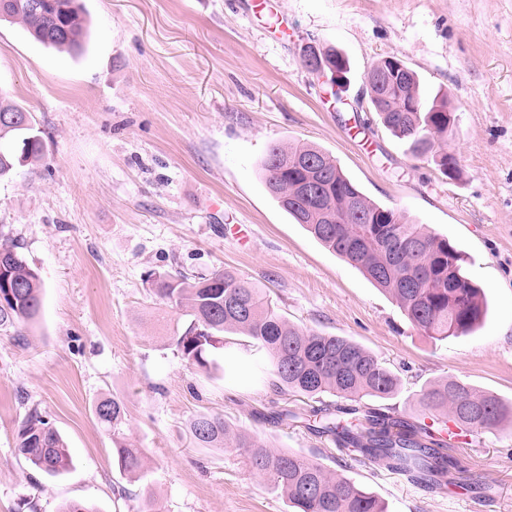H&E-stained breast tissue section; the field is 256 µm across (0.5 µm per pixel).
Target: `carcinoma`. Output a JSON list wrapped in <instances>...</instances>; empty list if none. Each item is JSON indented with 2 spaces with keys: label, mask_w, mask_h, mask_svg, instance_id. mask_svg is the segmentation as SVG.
<instances>
[{
  "label": "carcinoma",
  "mask_w": 512,
  "mask_h": 512,
  "mask_svg": "<svg viewBox=\"0 0 512 512\" xmlns=\"http://www.w3.org/2000/svg\"><path fill=\"white\" fill-rule=\"evenodd\" d=\"M27 2L17 0L6 21L22 26L47 47L74 55L83 51L87 19L81 0H45L38 10ZM316 52L330 61L328 74L347 73V60L335 50L318 47ZM387 66L389 59H381L365 75L374 111L394 136L409 143L413 153L427 157L445 176L456 177L457 158L447 144L455 122L448 98L437 95L427 100L416 74L408 68L397 82L381 80ZM44 159L45 145L35 132L32 114L0 93V179ZM260 167L278 205L323 246L362 270L425 335L436 340L465 336L482 323L487 305L480 288L465 275L463 252L424 225L409 222L398 210L371 200L329 153L305 143H274ZM313 178L319 181L320 194L311 199L301 194L299 186ZM346 202L359 204V209L347 213L339 224L327 223L328 208ZM151 290L185 312L187 321L174 330L173 345L183 359L206 373L217 367L218 358L226 352L224 333L230 332L267 354L271 384L283 393L385 400L400 387L399 376L365 347L343 336L289 323L264 289L232 271L195 276L177 270L154 278ZM42 301L38 271L17 243L0 239V330L36 319ZM420 402L444 412L459 429L477 435L512 424V403L457 378L428 384ZM95 416L112 437L119 471L145 477L143 449L135 447L124 430L123 402L102 398ZM304 421L312 433L330 436L339 446L378 459L396 471L437 477L452 465L451 457L422 441L420 427L384 414L345 419L326 404L311 408ZM191 433L203 448L247 449L253 470L270 479L292 512H387L383 500L344 473L301 453L274 448L255 434L234 432L221 417L196 418ZM14 451L32 469L47 475L72 465L62 436L36 408L22 420Z\"/></svg>",
  "instance_id": "1"
}]
</instances>
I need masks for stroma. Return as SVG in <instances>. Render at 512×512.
Masks as SVG:
<instances>
[{
  "mask_svg": "<svg viewBox=\"0 0 512 512\" xmlns=\"http://www.w3.org/2000/svg\"><path fill=\"white\" fill-rule=\"evenodd\" d=\"M80 57L0 22V91L32 113L47 157L0 180V236L44 283L37 321L0 331V512H288L243 448H203L190 425L232 428L338 470L329 439L288 420L313 399L259 379L246 338L205 375L171 343L185 318L150 281L181 268H228L265 288L288 322L346 336L400 378L392 399L365 400L415 425L427 383L455 377L512 402V0H83ZM349 61L341 87L303 64L308 43ZM396 58L426 97L447 95L456 178L412 155L373 111L364 77ZM327 151L375 202L447 237L465 255L488 314L468 336L415 328L360 270L319 244L269 195V145ZM126 407L125 432L146 478L120 473L97 400ZM38 407L72 466L55 476L16 457L18 427ZM441 485L361 459L348 471L388 512H512V426L449 444Z\"/></svg>",
  "mask_w": 512,
  "mask_h": 512,
  "instance_id": "stroma-1",
  "label": "stroma"
}]
</instances>
